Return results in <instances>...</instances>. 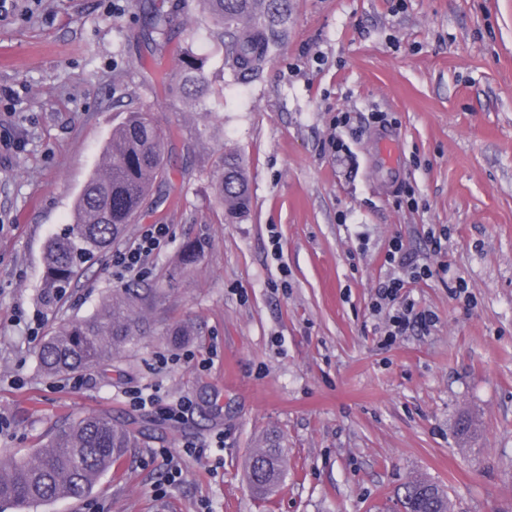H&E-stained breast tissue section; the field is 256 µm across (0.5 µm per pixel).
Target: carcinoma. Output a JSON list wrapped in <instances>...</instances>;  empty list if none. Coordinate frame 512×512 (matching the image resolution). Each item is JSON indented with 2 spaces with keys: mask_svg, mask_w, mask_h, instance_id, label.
<instances>
[{
  "mask_svg": "<svg viewBox=\"0 0 512 512\" xmlns=\"http://www.w3.org/2000/svg\"><path fill=\"white\" fill-rule=\"evenodd\" d=\"M153 31L167 13L160 0H140ZM215 29L212 39L223 50L224 69L242 80L262 75L283 41L290 0H202ZM206 59L185 49L174 74L160 83L177 82L187 96L211 92L204 67ZM171 131L159 127L146 110L129 111L112 130L103 164L85 182L76 202L72 224L44 247L42 293L51 298L75 280L85 262L110 247L140 216L147 198L166 177L165 146ZM216 199L225 214L236 218L249 208L250 192L242 162L224 156L214 175ZM202 252L201 243L189 242L181 262L191 267ZM152 288H120L91 317L62 323L42 342L38 362L50 375L78 371L107 362L145 333L144 309L155 300ZM137 431L105 415H90L66 424L38 449L34 457L0 469V502L16 505L47 503L61 498L81 499L92 492L101 475L112 470L132 447ZM284 448L276 441L253 452L248 478L263 496L272 492L285 474ZM404 512H450L447 494L438 485L415 478L399 497Z\"/></svg>",
  "mask_w": 512,
  "mask_h": 512,
  "instance_id": "carcinoma-1",
  "label": "carcinoma"
}]
</instances>
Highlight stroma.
I'll use <instances>...</instances> for the list:
<instances>
[{
    "label": "stroma",
    "instance_id": "stroma-1",
    "mask_svg": "<svg viewBox=\"0 0 512 512\" xmlns=\"http://www.w3.org/2000/svg\"><path fill=\"white\" fill-rule=\"evenodd\" d=\"M291 2L281 49L245 82L225 71L199 0L151 43L136 0H0V467L79 417L146 428L86 498L0 512H387L417 476L454 512H512V0ZM188 46L214 87L198 103L157 82ZM131 105L172 130L169 174L114 247L151 224L166 243L121 280L111 253L96 255L44 302V244ZM335 136L352 161L337 163ZM228 152L249 177L236 219L212 189ZM430 228L448 231L449 269L412 295L435 324L386 343L373 309L386 246L425 255ZM191 241L203 251L185 270ZM137 285L161 295L139 342L105 366L40 369V338ZM145 387L156 404L132 406L128 390ZM183 397L188 415L170 420ZM271 432L288 471L260 501L246 468ZM188 443L198 457L183 458Z\"/></svg>",
    "mask_w": 512,
    "mask_h": 512
}]
</instances>
